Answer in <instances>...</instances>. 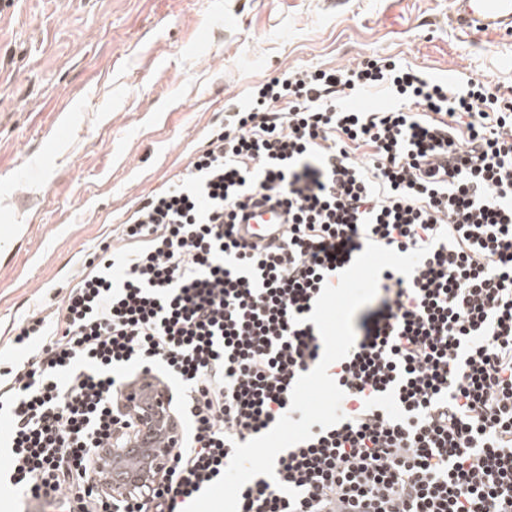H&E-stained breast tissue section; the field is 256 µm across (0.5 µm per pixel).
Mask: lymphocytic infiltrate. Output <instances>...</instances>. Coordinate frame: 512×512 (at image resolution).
Returning <instances> with one entry per match:
<instances>
[{
    "label": "lymphocytic infiltrate",
    "instance_id": "1",
    "mask_svg": "<svg viewBox=\"0 0 512 512\" xmlns=\"http://www.w3.org/2000/svg\"><path fill=\"white\" fill-rule=\"evenodd\" d=\"M379 91L387 107L344 101ZM259 196L289 214L265 249L234 223ZM118 239L24 319L10 344L25 355L0 368L17 512H183L234 443L300 420L291 390L323 353L307 317L371 241L428 253L411 276L383 269L356 312L329 368L343 421L281 452L239 512H512V94L388 58L286 70L225 107ZM145 378L180 437L148 499L117 502L96 463L114 431L135 432L118 396Z\"/></svg>",
    "mask_w": 512,
    "mask_h": 512
}]
</instances>
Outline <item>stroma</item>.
Segmentation results:
<instances>
[{"label": "stroma", "instance_id": "35a3bbf8", "mask_svg": "<svg viewBox=\"0 0 512 512\" xmlns=\"http://www.w3.org/2000/svg\"><path fill=\"white\" fill-rule=\"evenodd\" d=\"M450 0H0V361L248 88L392 57L512 90V36Z\"/></svg>", "mask_w": 512, "mask_h": 512}]
</instances>
